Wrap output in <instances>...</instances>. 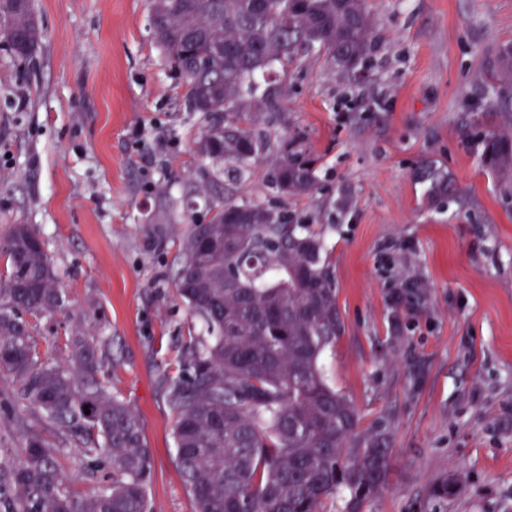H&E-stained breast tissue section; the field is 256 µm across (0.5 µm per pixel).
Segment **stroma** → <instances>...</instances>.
Returning <instances> with one entry per match:
<instances>
[{
	"label": "stroma",
	"mask_w": 512,
	"mask_h": 512,
	"mask_svg": "<svg viewBox=\"0 0 512 512\" xmlns=\"http://www.w3.org/2000/svg\"><path fill=\"white\" fill-rule=\"evenodd\" d=\"M35 60L0 50V233L25 224L59 275L65 312L38 322L42 357L78 333L106 341L104 380L141 418L151 512H194L163 386L199 322L175 296L189 217L229 196L326 224L344 331L326 374L389 433L390 472L365 512H512V198L482 163L489 51L512 42V0H368L378 26L357 72L315 55L273 66L264 129L318 155L308 195L271 185V160L210 180L204 126L155 44L148 0H33ZM43 433L0 378V460ZM58 463L82 496L106 464L78 440ZM459 490L431 493L447 475Z\"/></svg>",
	"instance_id": "1"
}]
</instances>
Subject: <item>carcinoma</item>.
<instances>
[{
  "label": "carcinoma",
  "mask_w": 512,
  "mask_h": 512,
  "mask_svg": "<svg viewBox=\"0 0 512 512\" xmlns=\"http://www.w3.org/2000/svg\"><path fill=\"white\" fill-rule=\"evenodd\" d=\"M150 29L183 100L204 118L195 153L218 176L237 178L274 154L271 184L301 197L316 184V158L300 132L277 142L262 133L264 104L245 90L272 64L315 53L342 72L361 67L375 46L367 0H149ZM43 39L32 0H0V48L30 63ZM493 110L508 119L484 140L482 162L512 190V44L491 53ZM327 228L292 224L258 202L219 199L191 219L181 240L176 296L199 318L182 369L164 377L174 415L175 462L195 512H324L346 492L343 512H364L390 466L382 429L360 431V416L327 380L325 355L343 329L325 245ZM0 377L59 438H83L84 453L107 462L110 483L78 498L35 432L0 462L4 512H149L152 457L138 414L100 378L105 343L70 340L64 363L37 353L28 317L65 306L41 238L26 224L0 237ZM90 413H85V410Z\"/></svg>",
  "instance_id": "obj_1"
}]
</instances>
